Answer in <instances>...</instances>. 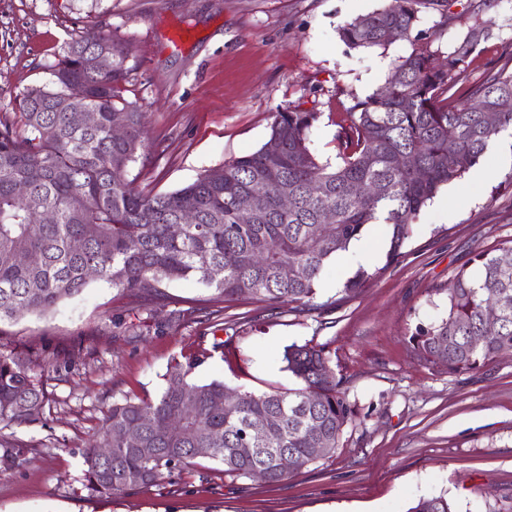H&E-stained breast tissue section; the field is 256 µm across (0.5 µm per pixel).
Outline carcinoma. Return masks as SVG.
<instances>
[{
    "mask_svg": "<svg viewBox=\"0 0 512 512\" xmlns=\"http://www.w3.org/2000/svg\"><path fill=\"white\" fill-rule=\"evenodd\" d=\"M422 3L385 0L339 28L351 49L385 46L393 30L412 50L395 61L398 80L365 98L351 95L336 120V163L310 148L320 113L298 105L272 116L268 140L281 146L276 163L261 147L224 165L220 180L207 170L157 194L135 189L124 175L144 146L146 114L124 96L128 68L121 42L96 31L70 42L51 66L50 82L16 97L18 120L0 121V335L21 315L45 314L80 294L91 267L118 292L146 300L165 301L172 283L194 281L229 302L248 298L316 309L325 267L379 220L390 226L385 264L358 269L340 292L355 294L381 277L401 255L422 209L512 128V71L490 63L482 81L465 84L481 32L470 27L439 59L429 43L411 39ZM102 41L112 51L108 74L91 65ZM73 97L96 112L94 125L72 122L67 106ZM118 112L126 124L121 139L112 137ZM402 154L415 155L426 177L401 167ZM19 182L28 185L23 197L15 194ZM258 183L265 189L255 196ZM285 192L292 199L286 212L279 205ZM252 195V208L240 210ZM325 211L336 215L328 235L319 232ZM45 212L53 215L47 223L39 220ZM187 212L193 223L171 236L170 225L182 224ZM506 255L512 256V245L498 254L478 253L474 272H455L447 316L410 334L420 359L460 373L512 355V261L504 263ZM285 267L291 271L286 278ZM489 302L498 321L488 334ZM283 361L301 387L261 394L234 391L220 380L194 381L199 362L174 363L156 400L112 403L83 454L85 487L112 495L152 486L166 472L189 468L199 448L209 449L206 457L228 475L251 477L259 470L266 482L279 483L319 460L317 449L334 451L356 408L329 354L323 346L292 344ZM48 400L29 355L0 350V425L40 423ZM259 420L268 427L256 433L251 425ZM135 423L140 428L131 439L126 431ZM25 455L24 446L0 438V465L19 467ZM409 512L454 510L439 494L419 498Z\"/></svg>",
    "mask_w": 512,
    "mask_h": 512,
    "instance_id": "1",
    "label": "carcinoma"
}]
</instances>
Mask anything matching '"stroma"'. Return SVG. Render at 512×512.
I'll list each match as a JSON object with an SVG mask.
<instances>
[{
    "label": "stroma",
    "instance_id": "1",
    "mask_svg": "<svg viewBox=\"0 0 512 512\" xmlns=\"http://www.w3.org/2000/svg\"><path fill=\"white\" fill-rule=\"evenodd\" d=\"M383 0H0V118L16 95L48 83L49 67L87 30L112 35L128 52L127 99L147 114L148 134L125 176L143 192H170L204 171L259 149L273 112L312 108L310 148L336 156V114L351 95L373 93L411 43L353 50L347 21ZM192 34L172 45L171 24ZM481 42L465 73L481 78L512 47V0L473 12L421 7L415 35L445 54L470 25ZM485 180L443 187L412 226L402 254L386 264L390 228L371 224L374 266L384 274L357 294L338 291L354 268L332 261L318 309L226 302L191 281L172 283L164 302L91 282L52 312L7 327L0 349L30 353L49 392L42 423L0 435L30 447L19 468L0 467V512H407L417 498L445 494L456 512H512V357L451 374L421 360L416 325L447 313L455 272L475 254L512 240V132L482 163ZM191 309L187 322L173 308ZM224 329H217V321ZM232 340L231 349L220 343ZM325 346L357 414L335 451L269 484L224 474L198 458L156 485L106 498L85 488L83 454L113 402L153 400L173 359L200 358L193 377L261 393L293 388L284 349Z\"/></svg>",
    "mask_w": 512,
    "mask_h": 512
}]
</instances>
